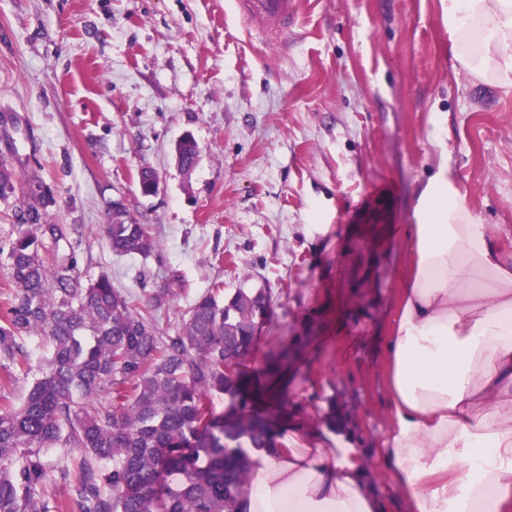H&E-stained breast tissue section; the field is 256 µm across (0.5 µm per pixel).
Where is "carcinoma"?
I'll use <instances>...</instances> for the list:
<instances>
[{
  "mask_svg": "<svg viewBox=\"0 0 512 512\" xmlns=\"http://www.w3.org/2000/svg\"><path fill=\"white\" fill-rule=\"evenodd\" d=\"M14 199L17 234L7 252L11 294L0 311V512H237L248 481V448L276 447L269 420L250 406L245 363L262 290L224 297L213 286L173 336H159L150 307L138 309L102 276L86 285L73 254L45 258L78 232L49 220L39 188H23L0 160V199ZM112 253L147 256L156 242L126 205L105 224ZM50 347L41 376L18 407L6 393L29 361L25 338ZM288 367V348L268 359ZM107 396L111 405L98 408ZM227 398V410L214 399ZM67 449L54 463L45 452ZM61 481L71 499L45 494Z\"/></svg>",
  "mask_w": 512,
  "mask_h": 512,
  "instance_id": "obj_1",
  "label": "carcinoma"
}]
</instances>
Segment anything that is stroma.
<instances>
[{
  "mask_svg": "<svg viewBox=\"0 0 512 512\" xmlns=\"http://www.w3.org/2000/svg\"><path fill=\"white\" fill-rule=\"evenodd\" d=\"M283 34L234 0H0V159L41 185L78 235L81 283L108 276L158 335L213 284L262 289L273 316L248 364L304 348L278 425L339 412L377 463L392 412L384 338L398 315L399 225L441 168L512 248V87L454 66L441 0H298ZM200 147L191 175L174 146ZM158 191L142 195L139 173ZM146 224L150 255L118 256L113 201Z\"/></svg>",
  "mask_w": 512,
  "mask_h": 512,
  "instance_id": "1",
  "label": "stroma"
}]
</instances>
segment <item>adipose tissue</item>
<instances>
[{"instance_id":"1","label":"adipose tissue","mask_w":512,"mask_h":512,"mask_svg":"<svg viewBox=\"0 0 512 512\" xmlns=\"http://www.w3.org/2000/svg\"><path fill=\"white\" fill-rule=\"evenodd\" d=\"M456 66L512 87V0H442ZM405 228L401 312L384 341L392 424L380 463L409 512H512V251L440 169ZM252 448L241 512H385L343 433L289 424Z\"/></svg>"}]
</instances>
